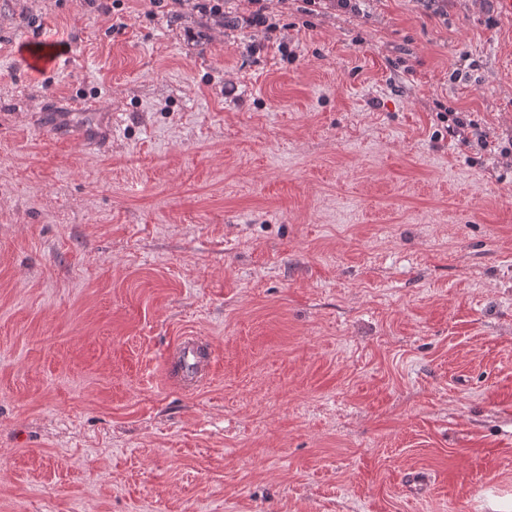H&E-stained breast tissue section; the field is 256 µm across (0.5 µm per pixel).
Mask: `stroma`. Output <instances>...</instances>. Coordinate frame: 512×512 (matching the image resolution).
Listing matches in <instances>:
<instances>
[{
    "label": "stroma",
    "mask_w": 512,
    "mask_h": 512,
    "mask_svg": "<svg viewBox=\"0 0 512 512\" xmlns=\"http://www.w3.org/2000/svg\"><path fill=\"white\" fill-rule=\"evenodd\" d=\"M360 7L0 0V512H512V17ZM173 2L190 6L191 10L196 11L222 28L231 25L237 26L241 22V25L245 24L247 27H261L268 32L276 31V27L273 23H270V18L267 15V0H243L247 12L243 16L235 18V22L225 20L223 0H175ZM63 106V107H59ZM92 107L91 104L69 101L66 105L56 104L43 112L55 113V116H63V122L56 121L54 123V134L58 141L67 143L70 141H79L87 149H103L110 140L112 131V114L111 112H95L94 121L91 124L74 126L68 122V117L64 115L69 112H60L59 109L81 110Z\"/></svg>",
    "instance_id": "35a3bbf8"
}]
</instances>
